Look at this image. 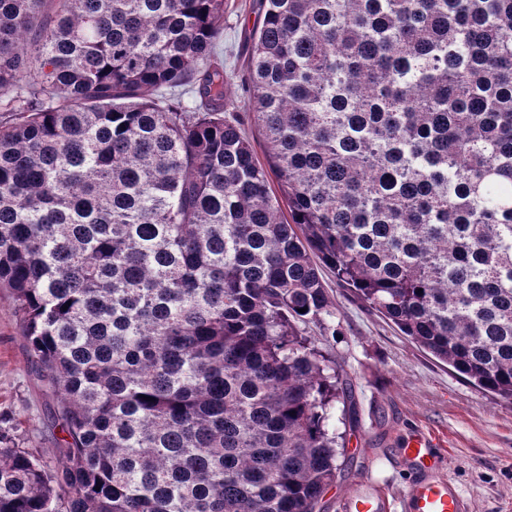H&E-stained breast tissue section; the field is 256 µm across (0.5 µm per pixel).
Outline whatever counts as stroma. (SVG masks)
I'll list each match as a JSON object with an SVG mask.
<instances>
[{
	"label": "stroma",
	"mask_w": 512,
	"mask_h": 512,
	"mask_svg": "<svg viewBox=\"0 0 512 512\" xmlns=\"http://www.w3.org/2000/svg\"><path fill=\"white\" fill-rule=\"evenodd\" d=\"M262 19L260 0H225L224 69L233 76L234 109L243 115L250 102L240 83ZM323 277L340 333L325 335L313 324L306 332L350 380L356 421L346 428L347 469L325 494L321 512H343L344 498L366 482L397 503L411 474L398 451L420 432L436 441L442 473L470 500L472 512H512V406L420 349L331 272ZM51 403L30 373L12 301L0 292V431L52 463L61 431Z\"/></svg>",
	"instance_id": "stroma-1"
}]
</instances>
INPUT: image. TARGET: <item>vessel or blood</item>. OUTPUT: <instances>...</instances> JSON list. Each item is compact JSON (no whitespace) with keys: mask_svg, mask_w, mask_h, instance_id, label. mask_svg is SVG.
I'll use <instances>...</instances> for the list:
<instances>
[{"mask_svg":"<svg viewBox=\"0 0 512 512\" xmlns=\"http://www.w3.org/2000/svg\"><path fill=\"white\" fill-rule=\"evenodd\" d=\"M414 475L405 495L403 512H470V503L456 485L437 473L439 457L430 439L415 434L403 450ZM381 491L357 490L344 503L345 512H387Z\"/></svg>","mask_w":512,"mask_h":512,"instance_id":"1","label":"vessel or blood"}]
</instances>
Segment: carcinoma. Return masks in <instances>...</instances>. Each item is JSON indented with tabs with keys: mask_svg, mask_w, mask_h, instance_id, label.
Wrapping results in <instances>:
<instances>
[{
	"mask_svg": "<svg viewBox=\"0 0 512 512\" xmlns=\"http://www.w3.org/2000/svg\"><path fill=\"white\" fill-rule=\"evenodd\" d=\"M261 7L264 164L224 0H0V288L65 433L0 432V512H316L355 407L315 256L512 404V0ZM224 71L232 74L231 99L235 112L244 118V128L250 136L256 158L265 161L262 139L247 121L249 96L239 86L247 73V65L255 31L262 24L260 0H224Z\"/></svg>",
	"mask_w": 512,
	"mask_h": 512,
	"instance_id": "carcinoma-1",
	"label": "carcinoma"
}]
</instances>
